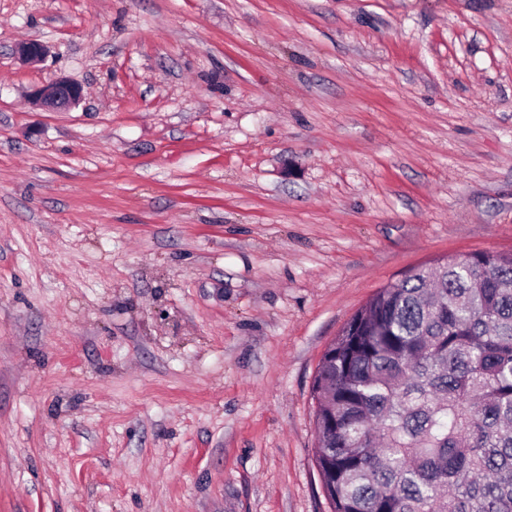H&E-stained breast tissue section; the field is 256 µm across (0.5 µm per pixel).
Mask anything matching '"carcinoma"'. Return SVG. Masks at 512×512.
Here are the masks:
<instances>
[{"mask_svg":"<svg viewBox=\"0 0 512 512\" xmlns=\"http://www.w3.org/2000/svg\"><path fill=\"white\" fill-rule=\"evenodd\" d=\"M332 512H512V253L379 289L312 385Z\"/></svg>","mask_w":512,"mask_h":512,"instance_id":"cac0c4a2","label":"carcinoma"}]
</instances>
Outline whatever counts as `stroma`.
<instances>
[{
    "label": "stroma",
    "mask_w": 512,
    "mask_h": 512,
    "mask_svg": "<svg viewBox=\"0 0 512 512\" xmlns=\"http://www.w3.org/2000/svg\"><path fill=\"white\" fill-rule=\"evenodd\" d=\"M478 251L512 0H0V512H331L324 352ZM32 97L43 107L56 111H67L81 101L83 91L80 85L62 77L49 85L36 89Z\"/></svg>",
    "instance_id": "stroma-1"
}]
</instances>
